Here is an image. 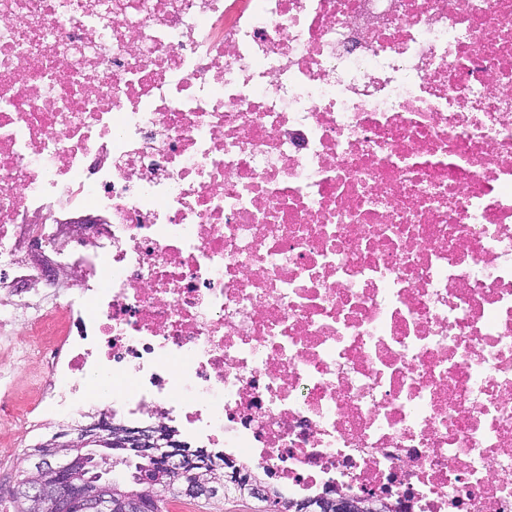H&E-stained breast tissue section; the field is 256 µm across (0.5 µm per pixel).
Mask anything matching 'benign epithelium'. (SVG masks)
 <instances>
[{
	"instance_id": "1",
	"label": "benign epithelium",
	"mask_w": 512,
	"mask_h": 512,
	"mask_svg": "<svg viewBox=\"0 0 512 512\" xmlns=\"http://www.w3.org/2000/svg\"><path fill=\"white\" fill-rule=\"evenodd\" d=\"M159 429L153 425L124 427L119 431H111L110 423L100 420L94 424L83 427L74 439L59 442L55 439L47 443L56 454L58 469L70 475L68 486L64 489L46 482L39 476L29 478L21 491L23 499L39 507L41 512H67L68 505L73 503L78 512H139L140 500L131 496H118L112 490V482L103 479L99 482H91L84 476L88 459L94 458L91 450L85 446L91 442V436L101 437L114 447L120 449L129 456L160 458L171 461L170 481L177 484L180 495L190 498L201 494L218 496L219 492H225L228 485L222 483L218 486L200 478L195 473L197 465V451H184L180 458L164 450L175 442L171 439L166 443H160L162 436L158 435ZM328 512H371L370 498L352 500L343 493L328 500L326 505Z\"/></svg>"
}]
</instances>
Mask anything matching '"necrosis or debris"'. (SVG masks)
Here are the masks:
<instances>
[{
    "label": "necrosis or debris",
    "mask_w": 512,
    "mask_h": 512,
    "mask_svg": "<svg viewBox=\"0 0 512 512\" xmlns=\"http://www.w3.org/2000/svg\"><path fill=\"white\" fill-rule=\"evenodd\" d=\"M0 422L149 417L288 501L512 512V0H0Z\"/></svg>",
    "instance_id": "4bbe7bcc"
}]
</instances>
